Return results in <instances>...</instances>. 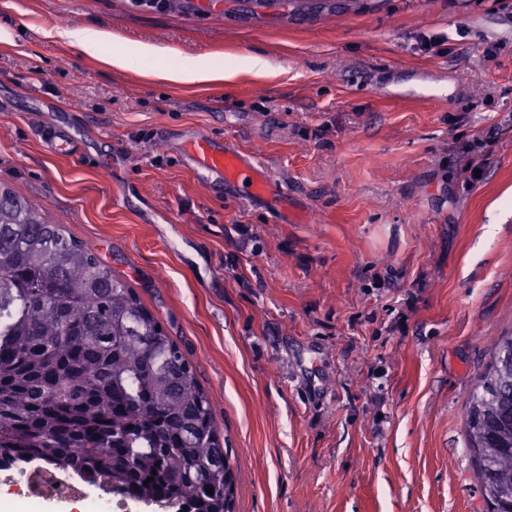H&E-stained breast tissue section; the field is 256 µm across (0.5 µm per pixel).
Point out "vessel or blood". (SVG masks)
Returning <instances> with one entry per match:
<instances>
[{
    "label": "vessel or blood",
    "mask_w": 512,
    "mask_h": 512,
    "mask_svg": "<svg viewBox=\"0 0 512 512\" xmlns=\"http://www.w3.org/2000/svg\"><path fill=\"white\" fill-rule=\"evenodd\" d=\"M176 148L185 164L204 183H211L216 178L238 199L265 202L279 213L287 212L290 208L291 200L287 192H273V178L252 155L201 133L183 135Z\"/></svg>",
    "instance_id": "b4317fda"
}]
</instances>
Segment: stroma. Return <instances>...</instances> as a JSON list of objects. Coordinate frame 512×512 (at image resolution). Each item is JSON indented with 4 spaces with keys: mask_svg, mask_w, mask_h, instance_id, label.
Masks as SVG:
<instances>
[{
    "mask_svg": "<svg viewBox=\"0 0 512 512\" xmlns=\"http://www.w3.org/2000/svg\"><path fill=\"white\" fill-rule=\"evenodd\" d=\"M56 27L231 75L109 68ZM187 131L257 157L302 221L203 184L159 138ZM0 184L192 363L235 512H487L463 417L512 333V0H0ZM156 71L159 78L180 83H196L221 77L204 57H186L177 68Z\"/></svg>",
    "mask_w": 512,
    "mask_h": 512,
    "instance_id": "35a3bbf8",
    "label": "stroma"
}]
</instances>
